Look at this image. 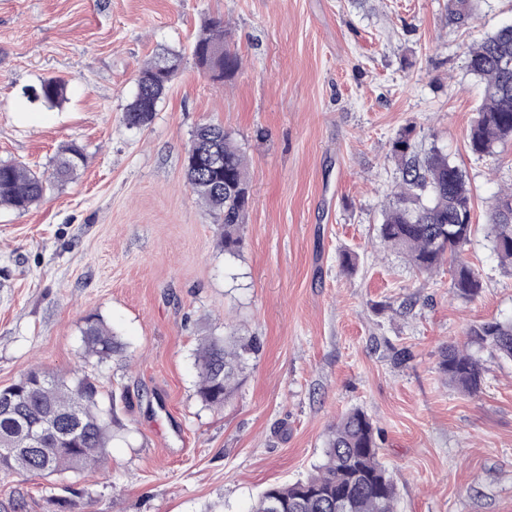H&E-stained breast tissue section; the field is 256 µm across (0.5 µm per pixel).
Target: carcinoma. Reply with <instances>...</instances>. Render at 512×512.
I'll return each mask as SVG.
<instances>
[{"mask_svg":"<svg viewBox=\"0 0 512 512\" xmlns=\"http://www.w3.org/2000/svg\"><path fill=\"white\" fill-rule=\"evenodd\" d=\"M475 0H450V14L468 21ZM192 54L203 72L222 79L239 70L240 57L211 32L200 34ZM466 68L483 84V98L468 133V147L479 156L512 142V24L473 43L465 52ZM181 54L169 53L139 69L136 91L123 116L129 127L147 126L158 102L174 80ZM66 82L42 80L27 98L50 107L61 104ZM412 129L392 144L401 170L393 200L385 205L379 238L404 254L421 274L449 264L452 292L470 300L483 288L481 278L461 258L473 234V193L463 170L448 154L433 148L424 158L412 151ZM83 148L71 143L61 150L52 173L58 182L71 180L84 165ZM192 191L219 216L224 253L234 255L242 243L240 229L250 203L245 157L230 134L217 123L199 124L192 133L185 161ZM44 174L21 161H0V205L25 212L46 191ZM488 237L494 253L512 266V191L496 195L487 210ZM84 352L99 362L125 351V344L100 317L89 316L81 327ZM488 349L512 361V320L472 325L462 346H448L438 369L445 380L468 395L480 392L483 367L471 347ZM254 339L230 341L204 336L194 352L198 371L196 394L220 409L244 380L247 356L259 352ZM0 392L13 398L14 408L0 409V472L53 475L100 466L112 439L114 407L99 403V387L77 368L69 378L32 369ZM379 432L360 410L341 416L330 427L322 462L305 479L266 488L251 512H270L277 500L287 512H336V496L345 512H394L396 483L381 461Z\"/></svg>","mask_w":512,"mask_h":512,"instance_id":"1","label":"carcinoma"}]
</instances>
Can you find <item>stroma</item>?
Segmentation results:
<instances>
[{
  "label": "stroma",
  "mask_w": 512,
  "mask_h": 512,
  "mask_svg": "<svg viewBox=\"0 0 512 512\" xmlns=\"http://www.w3.org/2000/svg\"><path fill=\"white\" fill-rule=\"evenodd\" d=\"M448 3L0 0V161L48 172L68 143L85 154L26 213L0 207V387L33 368L68 376L88 315L126 345L91 369L120 425L108 463L0 473V512H249L267 486L310 474L353 409L379 430L397 512H512V362L482 354L474 396L438 372L468 326L512 319V271L486 235L488 201L512 189V142L470 151L482 86L465 67L466 46L512 23V0H478L463 25ZM210 19L241 58L224 80L185 52ZM172 51L184 57L152 122L128 127L136 72ZM53 76L59 107L26 101ZM204 121L246 157L233 257L185 181ZM409 127L470 183L473 300L447 267L421 275L379 245L391 146ZM212 333L261 344L219 410L196 396L194 351Z\"/></svg>",
  "instance_id": "1"
}]
</instances>
